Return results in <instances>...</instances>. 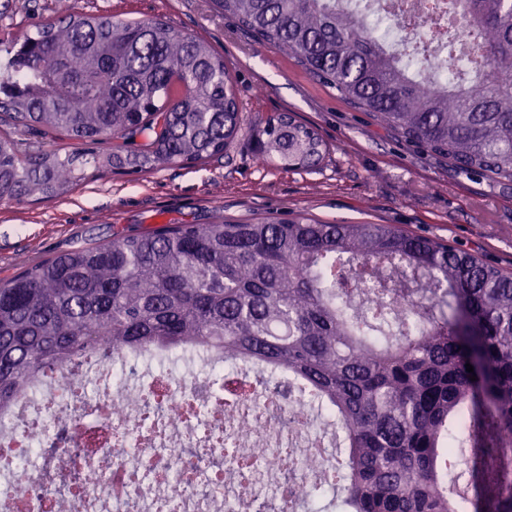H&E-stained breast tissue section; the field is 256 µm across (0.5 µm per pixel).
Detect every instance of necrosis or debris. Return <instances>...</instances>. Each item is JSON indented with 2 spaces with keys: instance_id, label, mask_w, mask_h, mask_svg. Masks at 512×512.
Masks as SVG:
<instances>
[{
  "instance_id": "necrosis-or-debris-1",
  "label": "necrosis or debris",
  "mask_w": 512,
  "mask_h": 512,
  "mask_svg": "<svg viewBox=\"0 0 512 512\" xmlns=\"http://www.w3.org/2000/svg\"><path fill=\"white\" fill-rule=\"evenodd\" d=\"M433 0H367L371 31L385 43L432 46L435 88L449 80L445 44L467 45L464 22L439 29ZM138 380L116 375L111 363L88 357L51 386L42 406L23 399L0 415V512H243L259 497H284L274 475L303 463L294 496L308 498L329 453L306 425L272 424L265 397L244 398L232 410L204 396L198 374L152 375L161 402L145 416ZM54 423L72 438L45 461L36 433ZM71 474L62 495L44 488L47 474Z\"/></svg>"
}]
</instances>
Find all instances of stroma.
<instances>
[{"instance_id":"35a3bbf8","label":"stroma","mask_w":512,"mask_h":512,"mask_svg":"<svg viewBox=\"0 0 512 512\" xmlns=\"http://www.w3.org/2000/svg\"><path fill=\"white\" fill-rule=\"evenodd\" d=\"M71 10L160 17L224 57L245 112L292 114L327 146L315 167L288 172L258 161L252 131L226 157L151 173L90 178L58 198L0 203V282L72 248L150 231L162 224L236 222L304 213L329 223L392 224L477 253L512 271V183L458 175L446 159L381 127L294 60L254 42L213 0H70ZM58 0H0V64L13 35L54 16Z\"/></svg>"}]
</instances>
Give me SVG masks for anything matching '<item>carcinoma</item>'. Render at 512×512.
<instances>
[{
  "mask_svg": "<svg viewBox=\"0 0 512 512\" xmlns=\"http://www.w3.org/2000/svg\"><path fill=\"white\" fill-rule=\"evenodd\" d=\"M253 41L459 174L512 181V11L448 0L472 41L435 91L342 0H214ZM0 120L19 131L106 145L61 156L0 134V202L62 196L112 173L224 156L246 115L224 56L154 17L58 13L14 40ZM253 129L261 159L315 165L317 132L288 113ZM409 300L395 315L388 301ZM187 346L267 373L264 395L330 408L345 458L341 512H458L451 432L466 417L476 512H512V273L391 224L288 219L164 224L77 247L0 282V412L88 354ZM474 367L466 371L465 364ZM476 380H470V377Z\"/></svg>",
  "mask_w": 512,
  "mask_h": 512,
  "instance_id": "obj_1",
  "label": "carcinoma"
}]
</instances>
